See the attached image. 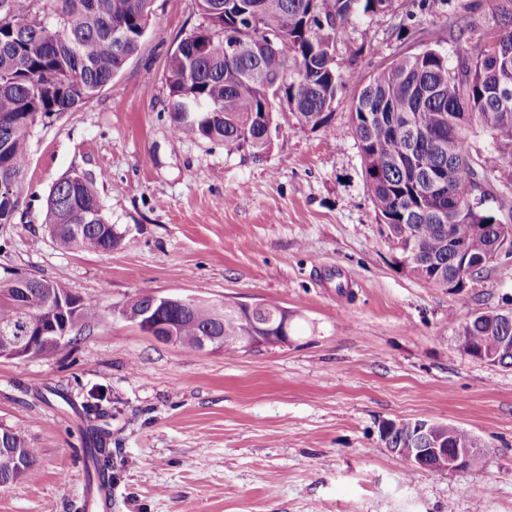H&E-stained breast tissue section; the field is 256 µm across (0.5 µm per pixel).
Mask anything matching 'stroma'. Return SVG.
Instances as JSON below:
<instances>
[{
	"label": "stroma",
	"instance_id": "35a3bbf8",
	"mask_svg": "<svg viewBox=\"0 0 512 512\" xmlns=\"http://www.w3.org/2000/svg\"><path fill=\"white\" fill-rule=\"evenodd\" d=\"M491 0H401L345 23L342 71L370 76L418 52L447 53L467 19L486 37ZM194 0H154L144 40L110 87L34 126L19 209L0 224V275L65 279L98 321L50 360L0 358V424L38 450L34 476L0 487V512H97L85 451L114 449L112 512H512V367L461 353L456 328L512 304V261L456 293L413 277L371 200L352 124L335 135L287 105L263 154L175 136L166 81ZM93 179L122 238L112 253L60 251L46 201L61 177ZM221 304L275 302L287 343L227 354L142 332L123 311L141 292ZM103 395L106 417L84 406ZM466 430L482 470L410 466L380 437L388 421Z\"/></svg>",
	"mask_w": 512,
	"mask_h": 512
}]
</instances>
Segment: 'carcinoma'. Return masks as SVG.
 <instances>
[{
    "label": "carcinoma",
    "mask_w": 512,
    "mask_h": 512,
    "mask_svg": "<svg viewBox=\"0 0 512 512\" xmlns=\"http://www.w3.org/2000/svg\"><path fill=\"white\" fill-rule=\"evenodd\" d=\"M0 0V173L14 178L9 195L0 193V224L18 209L29 162V137L42 119L69 112L112 85L147 32L153 0ZM202 23L181 40L168 60L173 132L187 138L248 146H268L263 113L276 101L296 102V118L327 135L336 133L332 110L342 87L358 88L352 122L378 219L403 265L438 288L461 292L455 282L462 258L448 241V226L474 224L469 258L481 263L476 276L493 265L495 245L512 248L509 219L470 204L476 177L488 200L512 180V0H493L485 42L460 50L455 61L426 44L371 77L339 70L335 46L343 25L377 5L393 11L398 0H195ZM253 32L233 60L224 59V32ZM489 138L480 148L469 132ZM83 225L75 234L70 225ZM45 228L62 250H114L121 237L102 213L87 178L66 176L51 188ZM17 283L0 277V324L15 318ZM77 307L71 328L99 317V310L71 293L62 279H34L22 291L23 320L36 334L47 325L43 310L52 296ZM172 325L173 343L199 349L209 326L232 341L250 335L245 316L224 310L215 322L214 305L199 301L181 317L156 309ZM473 347L490 349L498 337L512 336V321L484 311L459 326ZM68 343H41L28 358L50 359ZM411 431L448 438V424L417 421ZM8 435L14 451L0 455V476L13 482L34 476L37 449L21 427ZM96 473L112 483V451L91 448Z\"/></svg>",
    "instance_id": "1"
}]
</instances>
